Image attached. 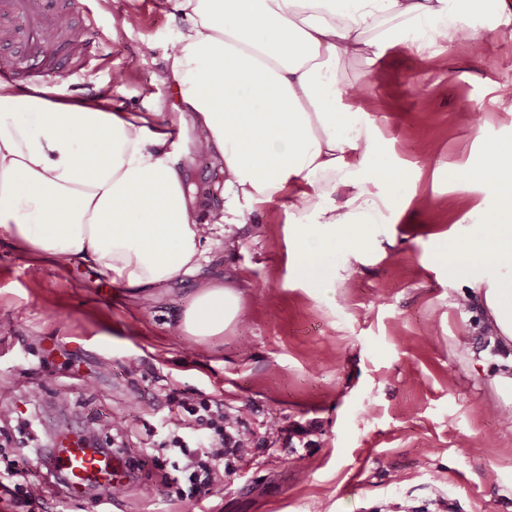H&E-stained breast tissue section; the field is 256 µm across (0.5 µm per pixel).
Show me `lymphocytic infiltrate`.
<instances>
[{
  "label": "lymphocytic infiltrate",
  "instance_id": "1",
  "mask_svg": "<svg viewBox=\"0 0 512 512\" xmlns=\"http://www.w3.org/2000/svg\"><path fill=\"white\" fill-rule=\"evenodd\" d=\"M165 426L168 434L163 441H156L149 430L139 444L165 449L172 470L185 482L178 491L180 500L199 505L217 491L226 461L241 445L238 419L225 411L223 401L189 399L169 402ZM17 433L16 459L11 468L0 472V492L8 495L12 507L21 512L35 497L25 478L30 457L44 444L43 426L31 415L19 420Z\"/></svg>",
  "mask_w": 512,
  "mask_h": 512
}]
</instances>
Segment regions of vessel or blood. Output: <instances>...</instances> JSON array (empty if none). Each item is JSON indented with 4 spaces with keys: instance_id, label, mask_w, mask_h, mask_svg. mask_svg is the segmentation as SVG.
Masks as SVG:
<instances>
[{
    "instance_id": "obj_1",
    "label": "vessel or blood",
    "mask_w": 512,
    "mask_h": 512,
    "mask_svg": "<svg viewBox=\"0 0 512 512\" xmlns=\"http://www.w3.org/2000/svg\"><path fill=\"white\" fill-rule=\"evenodd\" d=\"M93 25L73 29L53 13L39 7L37 0H0V41H23L25 55L14 65L0 69V80L25 87L46 83L53 66L59 62H78L91 68L93 55L85 46ZM45 457L58 462L60 473L70 490L80 491L88 485L104 482L112 476V455L76 446H53Z\"/></svg>"
}]
</instances>
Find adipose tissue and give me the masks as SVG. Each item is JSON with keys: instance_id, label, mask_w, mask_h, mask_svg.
I'll use <instances>...</instances> for the list:
<instances>
[{"instance_id": "ef3b65f1", "label": "adipose tissue", "mask_w": 512, "mask_h": 512, "mask_svg": "<svg viewBox=\"0 0 512 512\" xmlns=\"http://www.w3.org/2000/svg\"><path fill=\"white\" fill-rule=\"evenodd\" d=\"M479 0H175L189 23L171 43L160 80L174 90V125L110 100L53 101L0 83V234L61 267L90 263L130 288L160 286L200 269L224 247L223 225L247 224L257 205L291 192L289 269L331 293L349 279L404 180L389 168L357 171L377 152L372 126L349 103V62L374 63L392 44L438 65L441 42L473 35ZM208 154L224 176V211L201 219L177 158ZM491 198L476 228L440 242L436 261L491 266L477 281L489 347L477 364L512 397V142L490 146L477 172ZM346 190L337 203L338 190ZM342 248L343 264L330 257ZM240 292L200 284L179 328L204 341L242 313Z\"/></svg>"}]
</instances>
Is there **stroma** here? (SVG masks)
I'll list each match as a JSON object with an SVG mask.
<instances>
[{"label":"stroma","instance_id":"stroma-1","mask_svg":"<svg viewBox=\"0 0 512 512\" xmlns=\"http://www.w3.org/2000/svg\"><path fill=\"white\" fill-rule=\"evenodd\" d=\"M50 2L71 20L94 10L101 59L91 75L74 71L60 97L94 92L135 114L168 98L157 75L187 24L174 0ZM472 25L474 39L443 44L437 70L402 45L374 65L349 64L350 79L368 80L356 106L377 133L381 162L419 174L414 189L432 203L420 211L399 198L372 228L365 263L334 294L292 279L284 199L234 228L223 261L165 287L127 288L89 263L63 270L0 235V470L13 458L18 411L35 412L47 435L70 429L103 442L117 420L135 437L161 427L167 397L205 396L238 415L244 443L204 512H512V426L470 362L484 307L472 283L494 270L433 259L443 238L465 230L457 203L484 199L467 178L484 144L512 140V96L492 90L512 81V15L482 11ZM133 57L139 65L114 83ZM180 165L223 210L212 161ZM438 166L465 177L433 183ZM215 279L240 285L243 312L200 342L177 324L198 283ZM271 423L311 427V447L273 441ZM139 455L136 482L107 508L89 491H46L32 512H188L153 450ZM144 484L153 494H140Z\"/></svg>","mask_w":512,"mask_h":512}]
</instances>
